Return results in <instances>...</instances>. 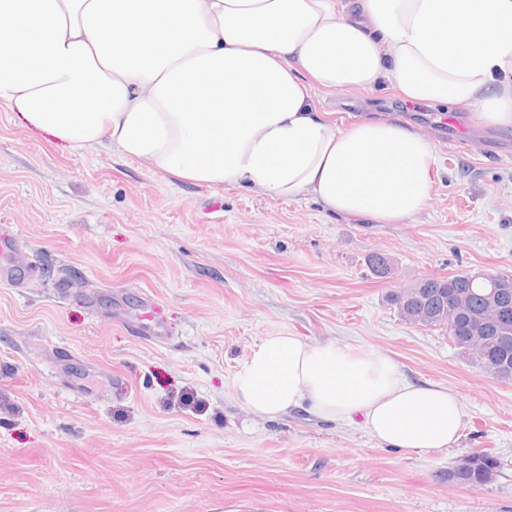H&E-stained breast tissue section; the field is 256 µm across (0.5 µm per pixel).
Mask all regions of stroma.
Masks as SVG:
<instances>
[{"label":"stroma","instance_id":"obj_1","mask_svg":"<svg viewBox=\"0 0 512 512\" xmlns=\"http://www.w3.org/2000/svg\"><path fill=\"white\" fill-rule=\"evenodd\" d=\"M373 106L438 143L432 199L409 224L180 182L0 109V226L32 266L20 287L0 282V512H512V383L388 300L426 275H512V130L405 103L389 84L316 94L342 129ZM375 253L389 275L371 270ZM149 300L159 322L142 326ZM279 332L373 348L447 385L458 442L399 450L358 424L249 414L233 372ZM468 451L500 460L489 482L452 479Z\"/></svg>","mask_w":512,"mask_h":512}]
</instances>
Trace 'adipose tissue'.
<instances>
[{"label":"adipose tissue","instance_id":"obj_1","mask_svg":"<svg viewBox=\"0 0 512 512\" xmlns=\"http://www.w3.org/2000/svg\"><path fill=\"white\" fill-rule=\"evenodd\" d=\"M385 81L512 128V0H0V108L36 129L193 184L408 224L432 197L434 140L380 115L338 128L313 95ZM232 388L260 419L359 421L390 448L446 449L462 426L447 386L289 332L262 337Z\"/></svg>","mask_w":512,"mask_h":512}]
</instances>
